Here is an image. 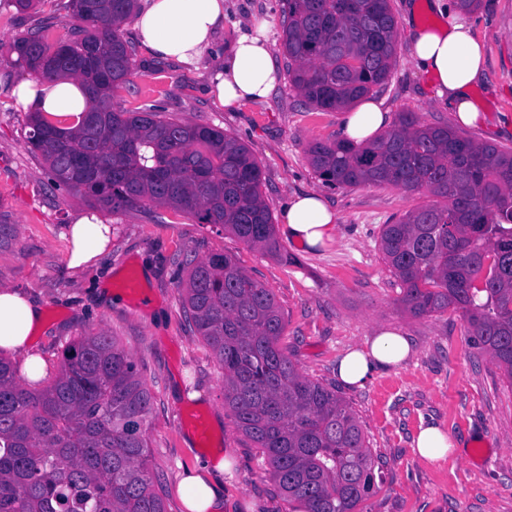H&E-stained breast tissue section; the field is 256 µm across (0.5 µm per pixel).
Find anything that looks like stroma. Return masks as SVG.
I'll use <instances>...</instances> for the list:
<instances>
[{
	"instance_id": "stroma-1",
	"label": "stroma",
	"mask_w": 512,
	"mask_h": 512,
	"mask_svg": "<svg viewBox=\"0 0 512 512\" xmlns=\"http://www.w3.org/2000/svg\"><path fill=\"white\" fill-rule=\"evenodd\" d=\"M67 4L33 0L22 11L15 0H0L1 82L26 74L9 52L14 39L42 26L49 42L67 38L74 24ZM253 20L267 24L279 79L267 100L231 111L208 87L240 28ZM470 20L485 46L487 80L475 92L484 121L459 132L512 150V0H482ZM282 30L279 0H226L214 49L187 69L152 58L133 23H126L122 37L132 50L134 74L114 89L112 104L128 112L151 107L162 118L238 137L262 168L272 216L280 217L297 193L321 194L341 216L334 241L309 251L280 238L294 257L285 263L180 210L147 204L113 213L54 189L42 159L25 145L30 110L1 92L0 287L22 291L44 307L36 346L48 377L56 376L63 351L83 336H113L133 356L154 397L146 434L165 512H185L179 476L195 457L217 448L228 449L233 462L224 486L232 512H289L258 449L224 404L223 368L186 319L179 286L188 279L189 263L215 253L232 255L272 291L286 320L282 345L310 380L336 385L337 360L379 329L396 327L410 337L413 352L402 365L376 374L364 388L338 390L382 469V484L360 512H512V387L485 353L469 346L460 311L420 318L403 311L400 288L378 246L383 224L434 197L424 189L322 183L305 151L310 142L342 138L344 114L315 108L290 86ZM371 96L393 118L412 112L427 123H453L415 68L405 33L388 80ZM83 214L110 225L112 236L98 264L72 270L67 229ZM198 416L210 427L205 444L190 426ZM428 423L453 441L446 459L436 463L415 451L418 429Z\"/></svg>"
}]
</instances>
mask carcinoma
Returning a JSON list of instances; mask_svg holds the SVG:
<instances>
[{"label":"carcinoma","mask_w":512,"mask_h":512,"mask_svg":"<svg viewBox=\"0 0 512 512\" xmlns=\"http://www.w3.org/2000/svg\"><path fill=\"white\" fill-rule=\"evenodd\" d=\"M68 8L77 21L68 38L50 44L32 30L11 46L18 64L75 77L89 99L73 130L30 117L25 143L53 186L113 212L146 202L185 211L289 260L261 166L241 140L112 106L133 71L120 27L137 0ZM281 11L288 80L309 104L339 111L387 80L398 42L389 0H281ZM306 157L330 185L426 188L443 199L382 225L379 249L404 312L462 311L470 341L512 385V151L402 112L369 143L316 141ZM183 300L224 368V404L292 512H357L376 487L375 460L351 407L281 347L286 323L273 293L215 254L193 263ZM152 405L133 357L104 333L70 345L40 389L0 358V512H165L144 429Z\"/></svg>","instance_id":"obj_1"}]
</instances>
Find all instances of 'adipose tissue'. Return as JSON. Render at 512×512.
<instances>
[{
	"mask_svg": "<svg viewBox=\"0 0 512 512\" xmlns=\"http://www.w3.org/2000/svg\"><path fill=\"white\" fill-rule=\"evenodd\" d=\"M428 7L442 16V24L418 25L414 0L406 6L404 20L414 65L431 78L436 96L456 121L475 124L480 107L474 89L484 79V45L456 0H430ZM223 24L224 0H145L136 11L134 27L149 55L190 68L211 49ZM265 30V22H255L238 36L211 87L213 96L227 109L268 99L277 84L278 67ZM11 93L23 107L53 115L66 126L79 124L88 108L82 85L72 78H21ZM389 124L388 112L379 102L368 100L346 115L342 129L345 137L360 142ZM339 221V213L321 195L306 192L283 209L281 231L301 245L314 247L333 241ZM111 232L109 225L78 217L69 228L68 267L97 263L106 252ZM43 322L42 306L29 296L0 289V350L24 354L23 371L31 382L41 381L46 374L47 364L34 350ZM412 350L409 336L402 331H381L344 354L336 366V377L344 387H364L375 374L401 365ZM227 471L226 460L213 458L185 469L177 491L187 512H222Z\"/></svg>",
	"mask_w": 512,
	"mask_h": 512,
	"instance_id": "adipose-tissue-1",
	"label": "adipose tissue"
}]
</instances>
